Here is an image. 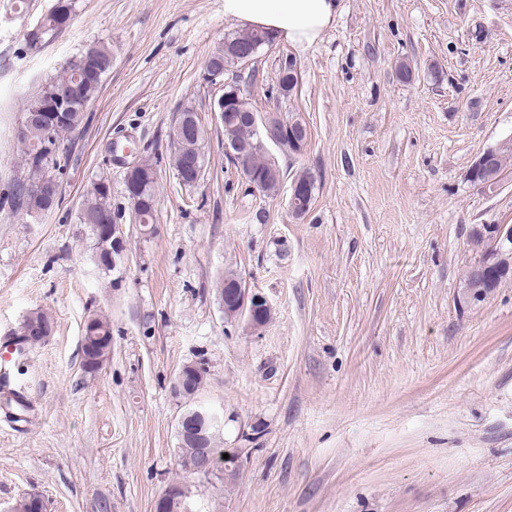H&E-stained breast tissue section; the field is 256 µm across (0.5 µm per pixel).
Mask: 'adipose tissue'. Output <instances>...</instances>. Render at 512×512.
Masks as SVG:
<instances>
[{"mask_svg":"<svg viewBox=\"0 0 512 512\" xmlns=\"http://www.w3.org/2000/svg\"><path fill=\"white\" fill-rule=\"evenodd\" d=\"M337 14L338 0H224L225 18L301 48L319 42Z\"/></svg>","mask_w":512,"mask_h":512,"instance_id":"obj_1","label":"adipose tissue"}]
</instances>
